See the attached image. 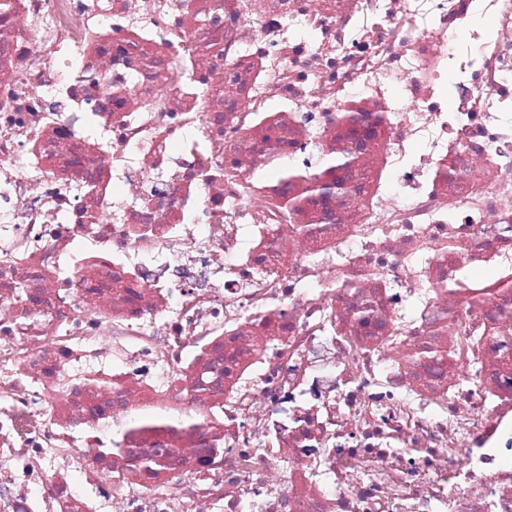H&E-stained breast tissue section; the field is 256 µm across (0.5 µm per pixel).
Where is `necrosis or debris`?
I'll use <instances>...</instances> for the list:
<instances>
[{
	"label": "necrosis or debris",
	"instance_id": "necrosis-or-debris-1",
	"mask_svg": "<svg viewBox=\"0 0 512 512\" xmlns=\"http://www.w3.org/2000/svg\"><path fill=\"white\" fill-rule=\"evenodd\" d=\"M478 267L512 0H0V512H512Z\"/></svg>",
	"mask_w": 512,
	"mask_h": 512
}]
</instances>
